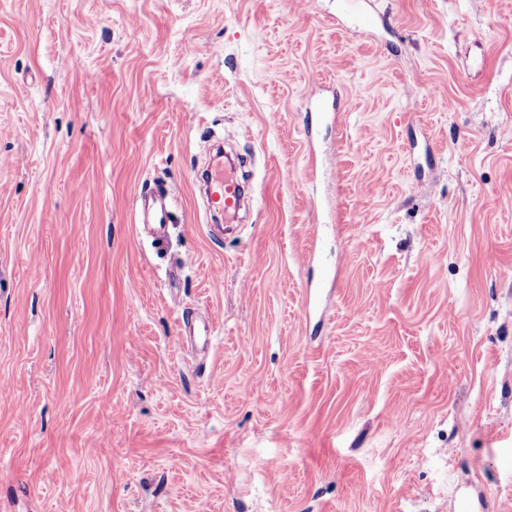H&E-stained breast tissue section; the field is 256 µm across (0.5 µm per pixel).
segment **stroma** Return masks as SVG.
<instances>
[{"label":"stroma","mask_w":512,"mask_h":512,"mask_svg":"<svg viewBox=\"0 0 512 512\" xmlns=\"http://www.w3.org/2000/svg\"><path fill=\"white\" fill-rule=\"evenodd\" d=\"M358 4L0 0V512H512V0ZM242 184L235 176L217 173L206 178V193L209 207L224 213L225 220L234 218L239 211L242 197ZM133 213L138 222H141L140 217L147 214V224H156L160 228L169 223L170 211L169 205L165 201H157L151 206L146 205V201L141 197L133 202Z\"/></svg>","instance_id":"stroma-1"}]
</instances>
